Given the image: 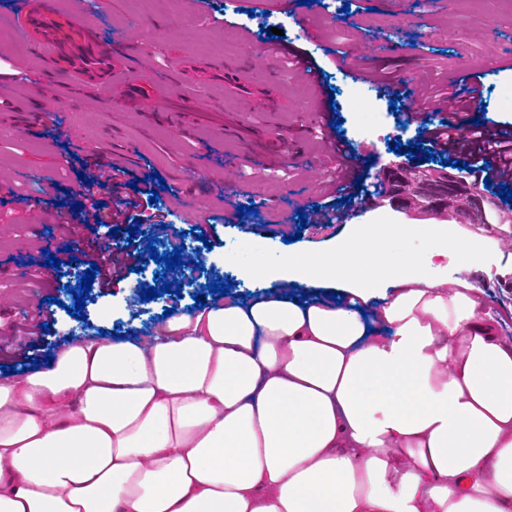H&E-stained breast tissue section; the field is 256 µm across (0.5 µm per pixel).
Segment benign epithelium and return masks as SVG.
<instances>
[{"mask_svg":"<svg viewBox=\"0 0 512 512\" xmlns=\"http://www.w3.org/2000/svg\"><path fill=\"white\" fill-rule=\"evenodd\" d=\"M371 187L368 194L376 195L377 205L412 219L443 218L448 199L463 196L467 201L465 213L454 218V222L512 224V209L504 208L497 195L485 188L483 175L478 172L393 161L377 174Z\"/></svg>","mask_w":512,"mask_h":512,"instance_id":"benign-epithelium-1","label":"benign epithelium"}]
</instances>
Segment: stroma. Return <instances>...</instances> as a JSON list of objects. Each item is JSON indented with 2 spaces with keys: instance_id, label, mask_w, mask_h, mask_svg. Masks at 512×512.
I'll list each match as a JSON object with an SVG mask.
<instances>
[{
  "instance_id": "stroma-1",
  "label": "stroma",
  "mask_w": 512,
  "mask_h": 512,
  "mask_svg": "<svg viewBox=\"0 0 512 512\" xmlns=\"http://www.w3.org/2000/svg\"><path fill=\"white\" fill-rule=\"evenodd\" d=\"M18 0H0V97L11 110L0 112V368L15 370L56 356L65 346L98 334L147 338L163 324L165 308L195 310V296L209 293L214 280L230 284L241 299L264 296L258 285L238 280L235 259L246 253L275 259L287 246L280 222L296 224L326 200L325 188L344 173L337 145L346 147L363 187L351 188V203L333 212L330 224H310L295 248L322 253L347 237L353 226L376 222L406 223L404 214L380 207L365 186L394 160L396 142H424L422 124L408 117L405 93L374 74L407 79L409 87L453 84L466 91L482 83L480 119L490 132H512V101L497 104L503 89L512 90V0H495L483 12L479 0H444L424 10L413 0L404 21H397L385 0H187L164 7L156 0H59L61 12L96 30L117 54V65L130 75L148 72L152 80L173 87L198 103L190 129L165 119L147 121L150 98L119 108L116 87L90 92L71 83L65 71L35 39L10 17ZM348 12H341V4ZM284 19L283 38H271L269 17ZM233 52H225V42ZM196 57L205 67L238 61L255 89L283 102L267 112L259 100L224 95L219 82L178 72L176 60ZM358 87L388 111L387 143H370L352 132V117L331 106L334 89ZM288 133L295 154L281 158L274 140ZM121 162L129 169L128 186L100 188L94 204L72 210L73 235H60L56 207L48 205L43 185L57 199L69 190L95 184L100 166ZM48 173L47 182L35 175ZM138 193L142 212L167 230L184 233L189 246L186 277L169 276L177 298L141 300L151 287L154 265L139 238L118 235L114 250L123 274L109 283L92 284L85 299L84 321L66 307L79 284L85 258L98 251L103 227L95 222L96 205L113 209L118 199ZM157 202H150V194ZM248 214H240V207ZM208 228L211 245L197 241L193 228ZM465 240L482 243L481 257L469 263L449 259L448 271L468 282L498 316L497 332L512 338V227L457 224ZM70 251V264L47 266V255ZM40 270L28 278L29 267ZM49 328L25 333L35 314Z\"/></svg>"
}]
</instances>
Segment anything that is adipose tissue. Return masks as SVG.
Segmentation results:
<instances>
[{
  "label": "adipose tissue",
  "mask_w": 512,
  "mask_h": 512,
  "mask_svg": "<svg viewBox=\"0 0 512 512\" xmlns=\"http://www.w3.org/2000/svg\"><path fill=\"white\" fill-rule=\"evenodd\" d=\"M476 248L360 224L238 263L344 301L223 297L64 347L0 383V512H512V342L435 263Z\"/></svg>",
  "instance_id": "obj_1"
}]
</instances>
